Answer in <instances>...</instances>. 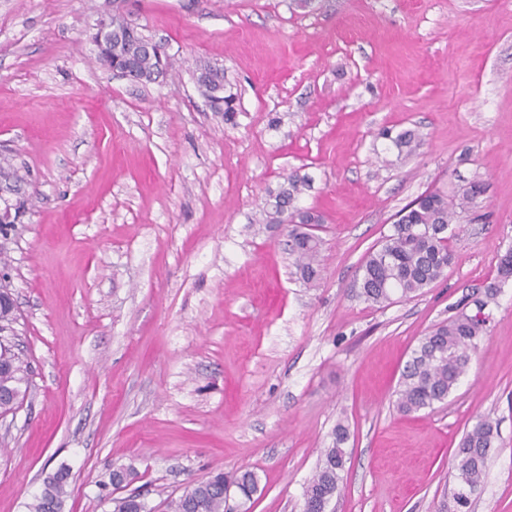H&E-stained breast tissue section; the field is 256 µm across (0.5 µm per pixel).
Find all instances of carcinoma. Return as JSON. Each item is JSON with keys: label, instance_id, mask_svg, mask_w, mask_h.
Listing matches in <instances>:
<instances>
[{"label": "carcinoma", "instance_id": "obj_1", "mask_svg": "<svg viewBox=\"0 0 512 512\" xmlns=\"http://www.w3.org/2000/svg\"><path fill=\"white\" fill-rule=\"evenodd\" d=\"M112 62L129 71L141 83H154L169 62H160V46L145 36L122 16H112ZM196 85L210 108L224 113V121L234 122L237 97L227 88L224 70L208 65L197 69ZM418 134L412 130L391 139L400 153H411ZM309 186L305 176L290 175L278 190L269 193L262 206L264 224L288 223V236L294 246L290 255L301 278L312 282L319 266L320 240L310 231L322 223L319 214L298 208L296 199ZM486 192L481 180H473L452 194L435 190L426 193L400 211L392 233L368 252L359 266L354 283L364 301L382 305L393 297L408 299L446 275L451 264L450 241L456 235L451 225L462 223L475 201ZM512 280V249L501 258L497 277L485 285L484 297L472 301L474 308L464 305L421 337L401 372L396 408L404 414L417 413L448 398L465 373L470 353L487 329L485 309L501 285ZM14 303H0V414L12 411L11 403L20 385L27 382V366L13 351L8 333L14 322ZM498 437L497 423L479 416L464 433L458 448L454 479L456 488L449 500L439 505L438 512H467V508L485 475L490 448ZM346 428L336 426L330 447L323 450L315 473L304 489L305 512H326L336 496L345 469L347 453ZM68 473L60 470L46 477L30 512H61L66 494ZM234 487L236 498L224 496V487ZM258 491V477L252 471L226 475L222 472L188 487L171 500L167 512H241V507ZM113 512H147V505L136 494L112 500Z\"/></svg>", "mask_w": 512, "mask_h": 512}]
</instances>
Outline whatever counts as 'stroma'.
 Segmentation results:
<instances>
[{"label": "stroma", "mask_w": 512, "mask_h": 512, "mask_svg": "<svg viewBox=\"0 0 512 512\" xmlns=\"http://www.w3.org/2000/svg\"><path fill=\"white\" fill-rule=\"evenodd\" d=\"M119 12L172 65L112 74L86 34ZM222 67L234 124L193 73ZM415 130L398 155L382 130ZM0 271L29 386L0 419V512L69 474L63 512H150L223 470L247 512H303L337 424L327 512H435L477 416L499 437L470 512H512V281L443 402L395 407L421 336L479 297L512 248V0H0ZM319 212L306 285L287 226L258 221L290 174ZM486 182L446 276L387 306L358 298L366 253L426 192ZM127 484L114 486L112 470ZM347 440L346 428L338 424L332 444L324 448L318 466L304 489L305 512H325L339 490L341 473L345 469L347 453L343 445Z\"/></svg>", "instance_id": "35a3bbf8"}]
</instances>
